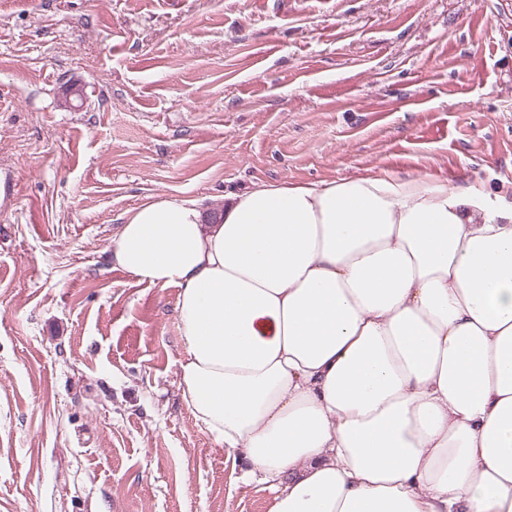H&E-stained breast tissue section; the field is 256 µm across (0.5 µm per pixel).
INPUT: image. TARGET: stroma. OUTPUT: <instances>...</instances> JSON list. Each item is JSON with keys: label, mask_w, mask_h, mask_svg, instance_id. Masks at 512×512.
I'll use <instances>...</instances> for the list:
<instances>
[{"label": "stroma", "mask_w": 512, "mask_h": 512, "mask_svg": "<svg viewBox=\"0 0 512 512\" xmlns=\"http://www.w3.org/2000/svg\"><path fill=\"white\" fill-rule=\"evenodd\" d=\"M385 170L512 203V0H0V512H270L180 400L126 213Z\"/></svg>", "instance_id": "1"}]
</instances>
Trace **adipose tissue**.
Listing matches in <instances>:
<instances>
[{"label":"adipose tissue","instance_id":"1","mask_svg":"<svg viewBox=\"0 0 512 512\" xmlns=\"http://www.w3.org/2000/svg\"><path fill=\"white\" fill-rule=\"evenodd\" d=\"M181 399L271 512H512V207L388 172L145 202Z\"/></svg>","mask_w":512,"mask_h":512}]
</instances>
